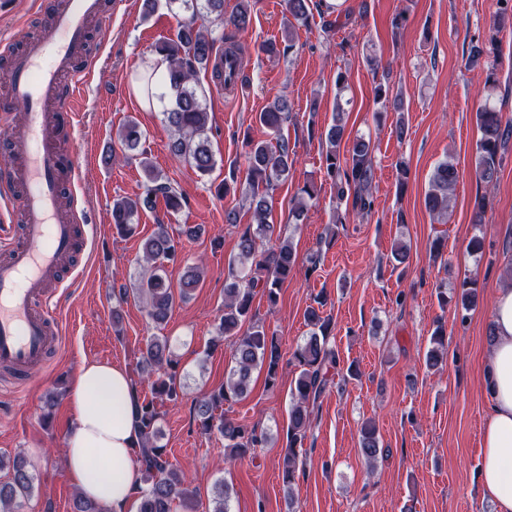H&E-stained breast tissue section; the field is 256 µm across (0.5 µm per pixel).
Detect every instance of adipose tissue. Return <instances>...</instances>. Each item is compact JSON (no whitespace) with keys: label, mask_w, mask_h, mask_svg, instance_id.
Masks as SVG:
<instances>
[{"label":"adipose tissue","mask_w":512,"mask_h":512,"mask_svg":"<svg viewBox=\"0 0 512 512\" xmlns=\"http://www.w3.org/2000/svg\"><path fill=\"white\" fill-rule=\"evenodd\" d=\"M483 387L481 484L493 512H512V283L498 288ZM72 421L65 438L66 473L80 495L101 512H137L142 484L135 460L140 437L131 377L123 366L82 363L68 388Z\"/></svg>","instance_id":"ef3b65f1"}]
</instances>
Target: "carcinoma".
Here are the masks:
<instances>
[{
  "label": "carcinoma",
  "instance_id": "cac0c4a2",
  "mask_svg": "<svg viewBox=\"0 0 512 512\" xmlns=\"http://www.w3.org/2000/svg\"><path fill=\"white\" fill-rule=\"evenodd\" d=\"M501 7L493 22L490 45L498 43L499 34L512 18V0H499ZM168 7L180 16L176 39L163 41L154 52L166 62L162 84L172 101V107L163 111V120L172 130L168 144L170 154L176 159L188 161L202 175L209 174L215 159L207 135L208 113L197 92L196 77L207 66L215 54V39L204 25L213 19L231 29L224 36V86L232 87L241 74L243 58L236 42V35L248 29L251 23L250 0H239L234 13L224 18V0H166ZM312 0H286L288 14L305 25L311 16ZM491 51L482 44H473L468 50V59L474 63L486 61L485 86L496 85V60L490 59ZM287 101L279 99L269 109L259 113L262 126L277 135V144L251 140L247 143V176L245 197L253 212L255 225L247 226L240 234L237 259L239 273L231 275L224 288V313L219 318L217 338L212 340L207 352L221 346L224 338L236 337L233 348L234 365L227 373L224 385L204 395L195 402L194 410L204 432L218 431L224 435L228 455L232 458L244 456L262 443L256 430L241 424L221 412L224 403L239 400L249 391L252 374L257 368H265L268 384H276L281 353L276 336L265 327L252 321V304L256 289H261L269 304L276 303L280 285L292 275L297 254L292 241L282 237L274 224L268 223L270 211L269 192L286 182L295 164V151L288 140L281 136L287 121ZM476 121L481 137L476 144L475 176L487 187L496 180L502 163L501 150L512 136V126H503L498 112L488 106L478 108ZM327 150L325 175L336 185V197L351 203L353 212L369 215L373 208L372 183L374 162L370 143L356 139L347 149L348 156H341L340 147L345 136L343 113L335 114L333 123L325 131ZM121 141L130 151L141 145L142 132L139 124L131 119L119 133ZM148 184L142 195L117 198L112 203V223L117 231L130 234L139 212L155 207L158 198L173 211L181 207L183 196L171 184L161 181L148 159L141 160ZM458 173L453 164L444 161L436 166L425 196V207L432 213L442 215L448 211V201L454 191ZM316 195V187L306 183L297 189L292 217L300 220L306 208L305 199ZM180 242L172 236L167 226L160 224L157 231L143 243L144 274L135 292L146 303L148 317L156 324L167 322L174 306L171 285L160 274L164 263L173 262L180 253ZM200 275L197 268H186L180 281V296L185 298L196 287ZM442 305L454 303L455 314L466 319L465 312L477 302L476 283L464 280L459 284L455 297L448 296L447 289L438 288ZM323 302L318 307H309L305 319L311 326L310 336L297 345L291 362L299 368L291 388L292 405L288 415V456L282 478L290 487L297 472V451L312 425V414L319 406L327 387L333 383L339 357L329 338L333 330L330 317L323 315ZM247 330H242L245 323ZM445 334L443 327L436 328L432 336V347L426 362L431 368L443 362ZM178 360L170 350L168 340L156 337L147 345L136 364L139 376L152 379L154 398L137 399V423L140 429L141 446L137 460L141 467L143 485L138 488L139 512H174V504L191 500L183 473L168 459L166 448L158 444L161 429L160 414L155 399L176 402L182 396V387L177 383ZM359 452L370 465L381 452L377 427L367 422L360 430ZM12 469L11 481L0 483V508L5 512H16L22 502L34 490V476L25 457L16 455L9 461Z\"/></svg>",
  "mask_w": 512,
  "mask_h": 512
}]
</instances>
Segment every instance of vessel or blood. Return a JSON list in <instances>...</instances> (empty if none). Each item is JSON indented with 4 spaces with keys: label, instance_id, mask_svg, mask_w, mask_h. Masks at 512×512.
<instances>
[{
    "label": "vessel or blood",
    "instance_id": "1",
    "mask_svg": "<svg viewBox=\"0 0 512 512\" xmlns=\"http://www.w3.org/2000/svg\"><path fill=\"white\" fill-rule=\"evenodd\" d=\"M40 10L47 23L24 36L20 47L0 45L7 63L0 113L8 118L0 139L10 147V162L0 167V185L8 189L0 202L12 222L0 256V367L29 379L60 344L48 285L66 279L65 263L86 238L60 207V175L80 164L63 134L74 127L71 105L92 61L90 25L108 19L103 0H41Z\"/></svg>",
    "mask_w": 512,
    "mask_h": 512
}]
</instances>
